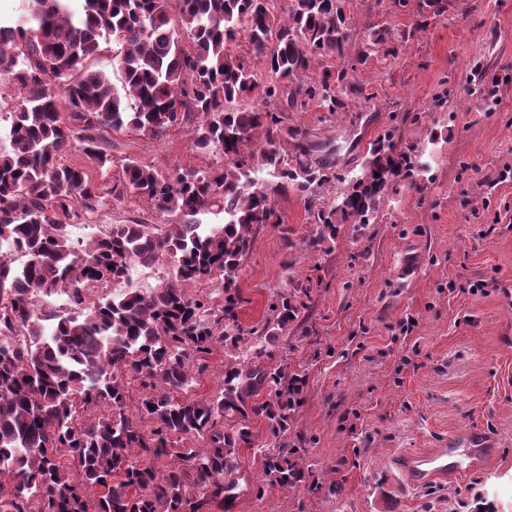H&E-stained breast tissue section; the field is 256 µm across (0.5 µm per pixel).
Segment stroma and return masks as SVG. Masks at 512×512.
Instances as JSON below:
<instances>
[{
    "label": "stroma",
    "instance_id": "1",
    "mask_svg": "<svg viewBox=\"0 0 512 512\" xmlns=\"http://www.w3.org/2000/svg\"><path fill=\"white\" fill-rule=\"evenodd\" d=\"M357 31L383 25L408 34L397 52L357 68L363 92L343 112L287 113L329 164L331 201L358 173L384 133L431 149L421 189L390 190L371 224L338 225L332 251H309L315 234L297 191L275 195L279 221L258 230L239 275L243 325L272 316L273 292L309 282L304 317L271 355L306 380L286 434L251 421L242 468L259 479L263 449H304L309 476L294 489L240 495L231 512H512V0H448L443 15L414 32L416 4L352 0ZM188 125L159 135L102 132L109 161L78 151L70 163L101 182L95 212L75 219L89 241L107 224H167L123 186L131 160L166 174L206 168L218 157L195 149ZM489 430L495 454L460 479L405 489L399 460Z\"/></svg>",
    "mask_w": 512,
    "mask_h": 512
}]
</instances>
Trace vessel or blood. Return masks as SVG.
Masks as SVG:
<instances>
[{
	"label": "vessel or blood",
	"instance_id": "b4317fda",
	"mask_svg": "<svg viewBox=\"0 0 512 512\" xmlns=\"http://www.w3.org/2000/svg\"><path fill=\"white\" fill-rule=\"evenodd\" d=\"M492 437L486 432H474L463 441H449L447 447L430 455L408 459L401 469L407 484L422 487L434 479L462 475L478 468L492 452Z\"/></svg>",
	"mask_w": 512,
	"mask_h": 512
}]
</instances>
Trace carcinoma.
Here are the masks:
<instances>
[{"mask_svg":"<svg viewBox=\"0 0 512 512\" xmlns=\"http://www.w3.org/2000/svg\"><path fill=\"white\" fill-rule=\"evenodd\" d=\"M169 2L22 0L18 16L0 18V82L19 93L0 127V512H226L251 488L240 449L252 444V418L284 434L303 402L304 376L263 358L304 316L308 289L276 294L273 320L259 327L238 319L254 234L279 223L271 196L291 187L307 199L317 232L306 246L325 251L336 225L368 224L390 186L415 185L431 167V154L387 137L323 203L317 190L331 182L330 167L279 148L304 138L287 113L313 103L344 111L359 91L353 72L395 39L369 24L355 43L349 0H287L282 10L274 0H178L176 18ZM240 37L245 55L232 50ZM109 38L119 87L81 70ZM254 94L261 105L232 107ZM190 122L193 146L222 165L168 176L124 167V184L176 221L114 224L76 248L69 219L95 210L100 187L63 154L77 148L103 167L102 129L158 135ZM259 135L263 144L245 151ZM264 169L276 184L257 180ZM215 209L224 223L200 220ZM7 252L24 261L12 265ZM162 257L171 267L164 286L106 292ZM216 277L221 302L182 288ZM36 294L66 295L69 311L45 310ZM217 345L229 357L223 388L179 399ZM129 380L143 389L137 421L127 416ZM226 418L237 426L224 429ZM195 438L204 446L188 445ZM263 453L258 489L305 479L299 449Z\"/></svg>","mask_w":512,"mask_h":512,"instance_id":"1","label":"carcinoma"}]
</instances>
